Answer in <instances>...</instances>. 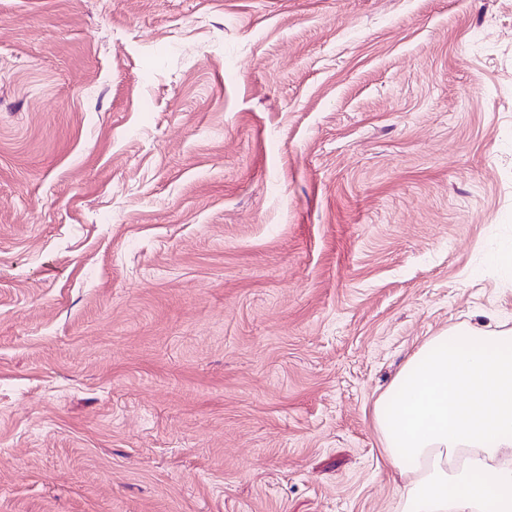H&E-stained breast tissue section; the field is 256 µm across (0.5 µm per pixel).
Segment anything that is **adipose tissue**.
I'll use <instances>...</instances> for the list:
<instances>
[{
  "instance_id": "obj_1",
  "label": "adipose tissue",
  "mask_w": 512,
  "mask_h": 512,
  "mask_svg": "<svg viewBox=\"0 0 512 512\" xmlns=\"http://www.w3.org/2000/svg\"><path fill=\"white\" fill-rule=\"evenodd\" d=\"M402 512H512V329L429 337L376 399Z\"/></svg>"
}]
</instances>
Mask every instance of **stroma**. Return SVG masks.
I'll list each match as a JSON object with an SVG mask.
<instances>
[{
    "label": "stroma",
    "instance_id": "1",
    "mask_svg": "<svg viewBox=\"0 0 512 512\" xmlns=\"http://www.w3.org/2000/svg\"><path fill=\"white\" fill-rule=\"evenodd\" d=\"M511 247L512 0H0V512H399Z\"/></svg>",
    "mask_w": 512,
    "mask_h": 512
}]
</instances>
